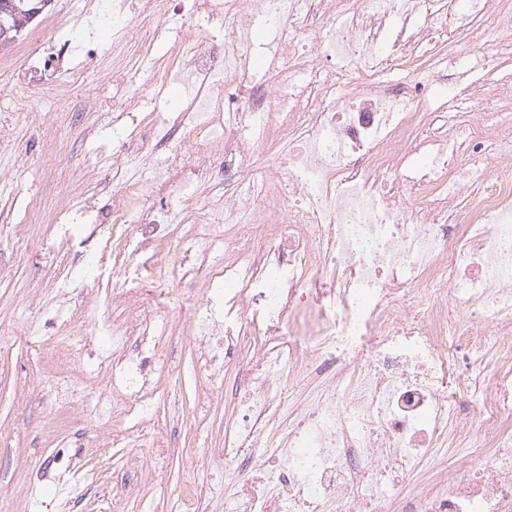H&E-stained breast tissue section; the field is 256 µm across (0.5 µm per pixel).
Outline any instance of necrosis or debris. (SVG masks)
I'll use <instances>...</instances> for the list:
<instances>
[{
    "mask_svg": "<svg viewBox=\"0 0 512 512\" xmlns=\"http://www.w3.org/2000/svg\"><path fill=\"white\" fill-rule=\"evenodd\" d=\"M173 11L200 21L165 65L130 30ZM96 20L113 68L134 57L164 82L174 66L189 90L170 118L144 110L139 89L114 96L103 222L114 274L147 253L172 282L206 283L185 333L204 393L228 365L246 370L217 451L224 512H512V100L487 125L489 90L441 71L450 54L467 65L485 31L512 47V0H109ZM261 28L279 35L278 67L251 85ZM312 28L315 45L300 46ZM96 44L58 26L0 57V75L73 87L83 68L53 60ZM461 100L454 137L419 138L427 112ZM250 126L275 151L261 173ZM205 179L224 194L173 263L139 228L199 211ZM161 188L166 202L143 209ZM99 192L86 181L74 196ZM74 196L28 208L18 251L42 218L81 248ZM142 295L113 290L128 317L111 353L124 411L141 417L156 336Z\"/></svg>",
    "mask_w": 512,
    "mask_h": 512,
    "instance_id": "obj_1",
    "label": "necrosis or debris"
}]
</instances>
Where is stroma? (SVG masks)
<instances>
[{"mask_svg":"<svg viewBox=\"0 0 512 512\" xmlns=\"http://www.w3.org/2000/svg\"><path fill=\"white\" fill-rule=\"evenodd\" d=\"M116 85L100 58L87 59L86 84L68 89L35 87L13 93L0 79V174L12 171L19 150L36 158L25 176L0 183V512H185L187 491L209 492L208 512H224V465L214 455L224 437V402L200 408L202 382L195 352L173 324L159 339L158 381L150 422L136 415L109 418L114 438L102 446L98 400L111 392L112 375L100 369L106 335L112 330L111 261L97 237L86 242L98 260L97 281L73 292L66 309L56 303L54 272L71 257L53 241V227L29 228L32 247L24 258L12 249V227L28 202H53L80 177L98 181L92 206L112 203L107 168H89L111 154L112 137L98 124L109 112ZM97 101L98 113L85 111ZM90 311L85 337L63 333L69 316ZM35 335L22 334L26 324ZM70 363V378L46 379L54 360ZM75 406L79 421L53 430L48 421L58 402ZM165 450L162 470L146 462Z\"/></svg>","mask_w":512,"mask_h":512,"instance_id":"stroma-1","label":"stroma"}]
</instances>
